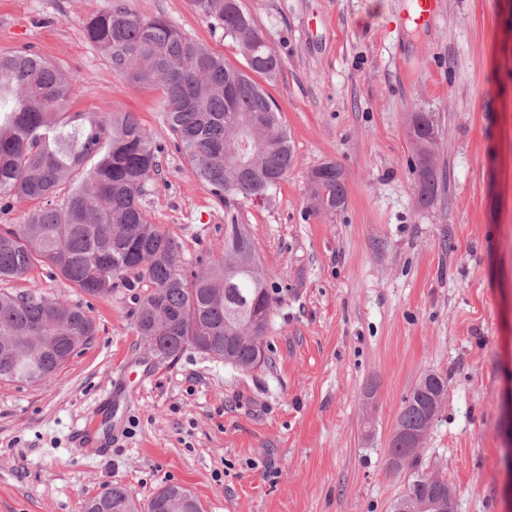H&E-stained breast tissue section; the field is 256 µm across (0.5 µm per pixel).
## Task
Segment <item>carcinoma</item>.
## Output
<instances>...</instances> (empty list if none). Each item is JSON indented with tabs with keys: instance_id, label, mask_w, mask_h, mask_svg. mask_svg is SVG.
<instances>
[{
	"instance_id": "1",
	"label": "carcinoma",
	"mask_w": 512,
	"mask_h": 512,
	"mask_svg": "<svg viewBox=\"0 0 512 512\" xmlns=\"http://www.w3.org/2000/svg\"><path fill=\"white\" fill-rule=\"evenodd\" d=\"M197 10L237 41L247 70L227 62L167 19L144 18L126 5L87 20V39L112 70L135 85L157 84L164 116L196 177L219 202L268 197L295 164L280 108L251 74L274 78L281 63L240 0H191ZM76 78L28 49L0 55V211L13 200L38 203L21 224L0 225V281L21 279L48 265L91 298L112 294L114 279L134 291V324L146 348L162 361L178 358L207 336L210 351L243 371L255 369L269 328L274 298L269 272L244 224L224 225V255L186 261L179 240L150 222L144 186L157 171L153 137L130 113L87 115L68 111ZM427 127L429 148H415L412 171L419 205L437 193L436 134L427 113L412 127ZM311 207L331 213L347 199L343 171L314 168ZM70 184L67 194L63 185ZM80 304L39 292L0 291V380L26 383L56 377L95 335ZM448 396V379L424 374L412 389L397 427L432 426ZM389 466L405 475L391 512H440L448 482L418 469V450L391 440ZM185 489L166 485L142 505L123 486L106 488L86 512H201Z\"/></svg>"
}]
</instances>
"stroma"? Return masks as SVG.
<instances>
[{"label":"stroma","instance_id":"obj_1","mask_svg":"<svg viewBox=\"0 0 512 512\" xmlns=\"http://www.w3.org/2000/svg\"><path fill=\"white\" fill-rule=\"evenodd\" d=\"M117 0H0V53L31 48L78 81L70 109L133 113L161 152L143 204L184 258L221 255L247 226L276 299L266 362L245 372L193 349L161 363L124 289L92 299L36 266L8 283L87 306L96 334L56 379L0 380V512H85L120 484L141 501L179 485L203 512H390L388 448L427 372L448 398L420 467L454 512H512V0H442L419 30L410 0H241L279 57L264 82L295 165L263 202L220 204L164 121L163 93L115 73L83 31ZM244 67L191 0H127ZM433 116L438 194L413 191L414 113ZM334 162L347 200L309 206Z\"/></svg>","mask_w":512,"mask_h":512}]
</instances>
